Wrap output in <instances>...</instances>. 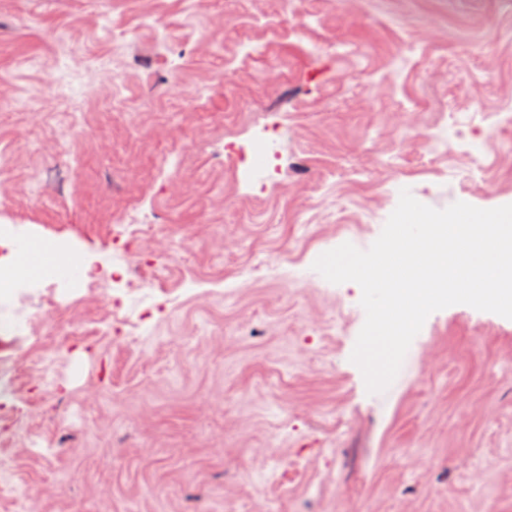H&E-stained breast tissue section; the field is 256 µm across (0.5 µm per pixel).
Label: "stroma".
<instances>
[{
	"instance_id": "35a3bbf8",
	"label": "stroma",
	"mask_w": 512,
	"mask_h": 512,
	"mask_svg": "<svg viewBox=\"0 0 512 512\" xmlns=\"http://www.w3.org/2000/svg\"><path fill=\"white\" fill-rule=\"evenodd\" d=\"M265 121L257 195L218 149ZM0 155V224L144 264L0 295V512H512V319L432 313L371 394L313 268L404 188L512 204V5L0 0Z\"/></svg>"
}]
</instances>
